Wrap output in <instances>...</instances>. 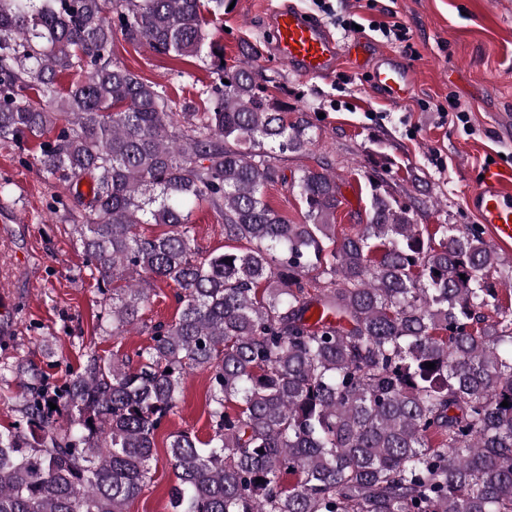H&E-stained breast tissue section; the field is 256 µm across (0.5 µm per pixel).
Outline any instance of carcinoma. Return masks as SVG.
Instances as JSON below:
<instances>
[{
	"label": "carcinoma",
	"mask_w": 512,
	"mask_h": 512,
	"mask_svg": "<svg viewBox=\"0 0 512 512\" xmlns=\"http://www.w3.org/2000/svg\"><path fill=\"white\" fill-rule=\"evenodd\" d=\"M110 10L132 43L210 58L206 111H170L112 61ZM222 15L224 0H0V141L41 139L45 177L72 190V234L107 294L100 333L137 324L157 280L179 305L134 367L92 351L57 386L0 361L18 387L0 512H128L195 370L211 434L172 435L171 512H512V306L497 288L512 267L478 226L424 233L377 175L353 235L336 236L324 167L293 181L303 223L272 209L264 146L301 150L312 126L255 68L227 71L210 38ZM203 202L233 242L220 254L192 236Z\"/></svg>",
	"instance_id": "cac0c4a2"
}]
</instances>
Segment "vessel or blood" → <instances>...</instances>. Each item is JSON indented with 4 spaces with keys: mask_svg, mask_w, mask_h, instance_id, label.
I'll list each match as a JSON object with an SVG mask.
<instances>
[{
    "mask_svg": "<svg viewBox=\"0 0 512 512\" xmlns=\"http://www.w3.org/2000/svg\"><path fill=\"white\" fill-rule=\"evenodd\" d=\"M267 22L273 55L302 77H325L345 56L356 67L369 68L376 87L392 102H400L412 88L411 69L364 37L339 40L324 24L290 5L271 10ZM465 201L493 240L500 247L511 249L512 168L488 166L479 182L468 190Z\"/></svg>",
    "mask_w": 512,
    "mask_h": 512,
    "instance_id": "b4317fda",
    "label": "vessel or blood"
}]
</instances>
